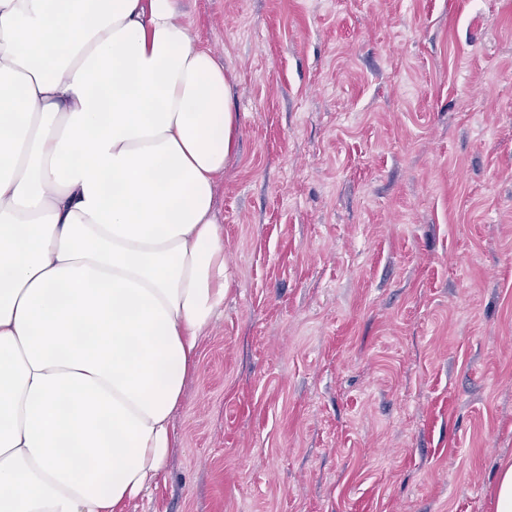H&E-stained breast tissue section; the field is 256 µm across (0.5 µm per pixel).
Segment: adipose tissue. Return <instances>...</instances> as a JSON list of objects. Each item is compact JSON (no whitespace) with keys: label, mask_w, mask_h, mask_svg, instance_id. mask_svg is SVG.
Returning a JSON list of instances; mask_svg holds the SVG:
<instances>
[{"label":"adipose tissue","mask_w":512,"mask_h":512,"mask_svg":"<svg viewBox=\"0 0 512 512\" xmlns=\"http://www.w3.org/2000/svg\"><path fill=\"white\" fill-rule=\"evenodd\" d=\"M223 68L176 0H0V512H124L230 276Z\"/></svg>","instance_id":"obj_1"}]
</instances>
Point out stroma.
Wrapping results in <instances>:
<instances>
[{"instance_id":"1","label":"stroma","mask_w":512,"mask_h":512,"mask_svg":"<svg viewBox=\"0 0 512 512\" xmlns=\"http://www.w3.org/2000/svg\"><path fill=\"white\" fill-rule=\"evenodd\" d=\"M240 116L231 277L127 512H496L512 0H177Z\"/></svg>"}]
</instances>
